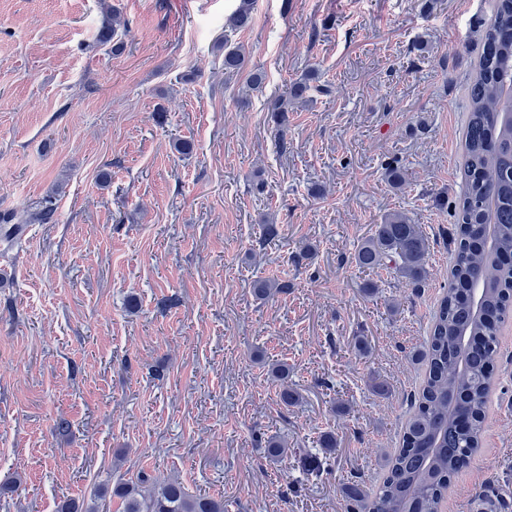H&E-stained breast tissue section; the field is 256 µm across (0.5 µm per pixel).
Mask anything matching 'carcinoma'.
Wrapping results in <instances>:
<instances>
[{
    "label": "carcinoma",
    "instance_id": "obj_1",
    "mask_svg": "<svg viewBox=\"0 0 512 512\" xmlns=\"http://www.w3.org/2000/svg\"><path fill=\"white\" fill-rule=\"evenodd\" d=\"M105 21L99 41L111 43L125 20L104 5ZM253 21L251 0H241L227 18L239 30ZM484 50L477 75L469 88L471 110L465 130L463 176L465 191L456 212L455 257L450 281L435 314L421 361L425 377L417 409L409 419L402 444L386 462L382 486L366 492L352 487V512H441L450 479L467 465L480 447L486 419L491 370L497 353L499 324L512 302V111L494 114L487 103L512 94V0H496L483 35ZM245 67V55L236 47L224 49V71ZM312 86L304 79L292 83L271 100L268 111L285 140L289 107L309 101ZM21 228L0 215V241L13 245ZM427 240L418 225L400 214L377 225L375 234L358 249L355 262L375 270L392 260L397 273L415 284L422 281ZM267 455L288 457L285 440L265 441ZM322 453L304 452L296 469L319 478L336 439L320 440ZM112 494L126 503L125 512H224V500L189 494L172 480L156 485L145 470L136 480L119 482Z\"/></svg>",
    "mask_w": 512,
    "mask_h": 512
}]
</instances>
